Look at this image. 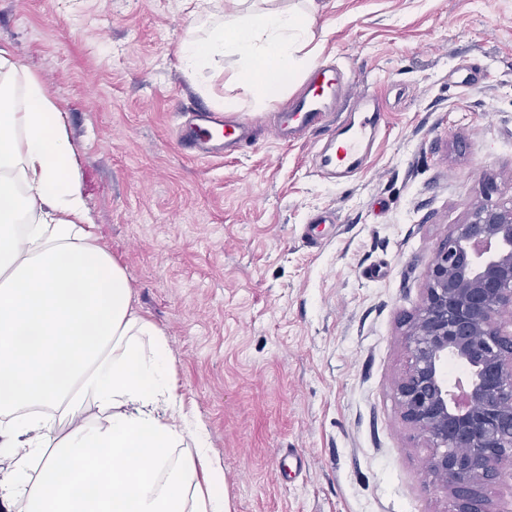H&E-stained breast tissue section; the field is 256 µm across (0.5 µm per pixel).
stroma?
<instances>
[{
  "mask_svg": "<svg viewBox=\"0 0 512 512\" xmlns=\"http://www.w3.org/2000/svg\"><path fill=\"white\" fill-rule=\"evenodd\" d=\"M311 48L386 113L366 169L271 128L240 83L187 76L183 0H0V47L67 124L100 245L163 330L231 512H451L397 384L451 225L512 194V0H324ZM237 103L254 144L192 157L180 114ZM335 214V223L316 218Z\"/></svg>",
  "mask_w": 512,
  "mask_h": 512,
  "instance_id": "1",
  "label": "stroma"
}]
</instances>
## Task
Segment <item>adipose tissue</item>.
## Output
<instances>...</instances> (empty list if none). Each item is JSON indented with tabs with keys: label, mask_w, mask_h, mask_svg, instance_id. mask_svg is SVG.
Returning a JSON list of instances; mask_svg holds the SVG:
<instances>
[{
	"label": "adipose tissue",
	"mask_w": 512,
	"mask_h": 512,
	"mask_svg": "<svg viewBox=\"0 0 512 512\" xmlns=\"http://www.w3.org/2000/svg\"><path fill=\"white\" fill-rule=\"evenodd\" d=\"M187 75L232 61L255 108L312 72L316 0H207ZM0 512H230L164 333L99 244L62 112L0 48ZM191 452L173 459L174 448Z\"/></svg>",
	"instance_id": "1"
}]
</instances>
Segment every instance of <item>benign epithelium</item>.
I'll list each match as a JSON object with an SVG mask.
<instances>
[{"instance_id":"obj_1","label":"benign epithelium","mask_w":512,"mask_h":512,"mask_svg":"<svg viewBox=\"0 0 512 512\" xmlns=\"http://www.w3.org/2000/svg\"><path fill=\"white\" fill-rule=\"evenodd\" d=\"M485 199L454 224L426 272L423 302L409 317V366L397 385L404 419L434 448L429 470L455 498L452 512H482L478 489L512 463V197ZM467 375V394L447 382L448 360ZM461 441L463 453H448Z\"/></svg>"}]
</instances>
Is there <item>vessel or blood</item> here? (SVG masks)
<instances>
[{"mask_svg":"<svg viewBox=\"0 0 512 512\" xmlns=\"http://www.w3.org/2000/svg\"><path fill=\"white\" fill-rule=\"evenodd\" d=\"M350 94L344 74L338 67L320 65L309 86L294 99L288 112L281 114L272 129L274 138L284 141L289 131L296 128H330L336 147L332 153L321 155V165L331 168L340 177L357 173L376 141L381 108L376 95H358L357 118L350 121L345 119L338 127H330V110L334 102ZM248 133V124L238 120L225 122L223 128H215L210 115L201 111L193 113L179 126L182 147L200 157L222 154L225 148L247 141Z\"/></svg>","mask_w":512,"mask_h":512,"instance_id":"1","label":"vessel or blood"}]
</instances>
